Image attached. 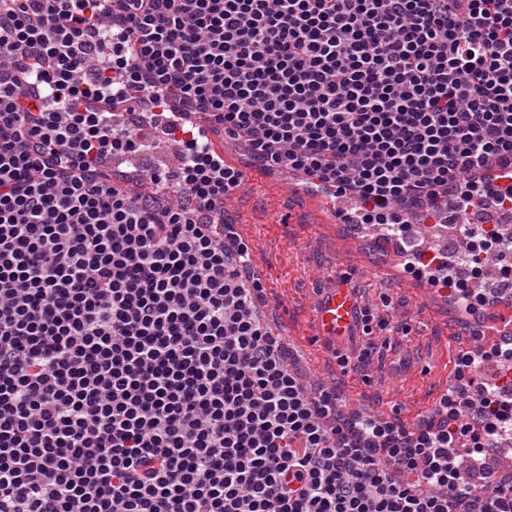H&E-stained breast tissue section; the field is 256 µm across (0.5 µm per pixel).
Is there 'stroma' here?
<instances>
[{"instance_id":"obj_1","label":"stroma","mask_w":512,"mask_h":512,"mask_svg":"<svg viewBox=\"0 0 512 512\" xmlns=\"http://www.w3.org/2000/svg\"><path fill=\"white\" fill-rule=\"evenodd\" d=\"M249 202L237 210V228L250 242L254 263L266 289L270 311L288 318L292 327L287 339L303 354L317 375L341 383L347 406L377 405L384 414L400 413L405 420L427 414L435 397L427 385L443 389L453 379L457 346L445 335L420 297L390 279L376 258L377 246L356 240L330 221L323 197L307 198V219L288 215L281 192L266 183L248 182ZM355 288L361 303H379L389 295L397 317L409 319V336L378 339L367 376L331 373L332 347L310 331L311 301L332 283Z\"/></svg>"}]
</instances>
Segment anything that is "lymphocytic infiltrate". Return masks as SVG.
Segmentation results:
<instances>
[{
	"label": "lymphocytic infiltrate",
	"instance_id": "f902f5d3",
	"mask_svg": "<svg viewBox=\"0 0 512 512\" xmlns=\"http://www.w3.org/2000/svg\"><path fill=\"white\" fill-rule=\"evenodd\" d=\"M150 108L176 169L129 193L113 104ZM266 170L351 193L348 224L512 212V0H0V512H512V342L457 357L438 424L345 417L259 311L224 211L245 185L183 113ZM466 277L406 269L480 314ZM378 336L410 325L363 306Z\"/></svg>",
	"mask_w": 512,
	"mask_h": 512
}]
</instances>
